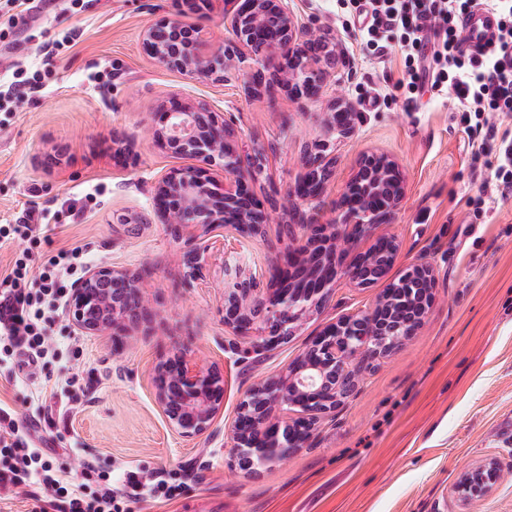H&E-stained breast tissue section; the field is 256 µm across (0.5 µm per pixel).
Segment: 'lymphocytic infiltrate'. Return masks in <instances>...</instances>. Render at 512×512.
I'll list each match as a JSON object with an SVG mask.
<instances>
[{
    "instance_id": "lymphocytic-infiltrate-1",
    "label": "lymphocytic infiltrate",
    "mask_w": 512,
    "mask_h": 512,
    "mask_svg": "<svg viewBox=\"0 0 512 512\" xmlns=\"http://www.w3.org/2000/svg\"><path fill=\"white\" fill-rule=\"evenodd\" d=\"M481 6L498 17L497 30L482 48L463 50L460 16ZM368 16L361 40L380 51L399 45L404 80L410 91L405 109H413L416 93L430 89L449 94L464 123H476L498 153L490 183L500 199L512 198V133L488 123L491 112H512V0H360ZM43 0H0V112L14 111L19 102L39 92L62 54L65 40L38 45L37 64L21 56L22 36L41 31ZM94 261L77 246L36 261L23 251L11 270L0 276V368L40 367L60 361L63 346L50 325L66 310L74 284ZM47 440L33 425L18 421L14 410L0 402V491L25 486L43 502V512H118L117 500L144 496L166 500L178 487L158 471L151 475L112 472L97 459L80 468H54Z\"/></svg>"
}]
</instances>
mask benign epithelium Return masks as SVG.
<instances>
[{"instance_id": "obj_1", "label": "benign epithelium", "mask_w": 512, "mask_h": 512, "mask_svg": "<svg viewBox=\"0 0 512 512\" xmlns=\"http://www.w3.org/2000/svg\"><path fill=\"white\" fill-rule=\"evenodd\" d=\"M214 0H178L177 13L144 28V53L158 65L190 78L224 83L236 64L254 61L248 90L256 93L275 82L296 99L322 96L327 82L344 57V47L328 43L307 31L288 0H223L224 21L232 37L214 48L209 30L186 24L187 13L213 8ZM356 107L349 99L331 92L323 123L327 131L345 136L352 132ZM147 132L157 145L194 164L171 168L155 181L152 203L162 223L174 237L188 234L183 254L186 283L203 276L213 242L232 237L238 241L265 233L271 223L272 203L256 191V176L264 167L257 149L239 146L235 129L224 113L177 94L165 98L151 113ZM304 173L289 188L298 207L288 212L289 225L308 230L304 244L280 256L260 272L238 262L222 263L224 327L243 341L272 351L308 320L320 314L340 275L357 288L372 286L376 275L385 286L393 283L389 272L373 265L378 245L388 244L397 256L400 244L387 234L375 233L390 224L402 209L407 185L399 161L382 151L368 150L336 201V215L321 220L319 205L334 177L333 162L324 150L303 157ZM362 188L377 195L391 188L381 210L353 207L348 198ZM372 236L364 250L344 242ZM310 274L314 288L285 287ZM407 275L420 280L422 289L403 319L388 313L389 291L381 289L372 309L364 314L343 315L326 324L312 339L316 357L300 367L291 364L274 378L261 381L247 392L232 421L227 438L239 469L256 472L281 465L308 441L317 421L336 411L356 391L360 377L355 364L386 357L417 334L430 311L427 297H435L434 267L418 261ZM139 275L112 267H95L77 282L69 301L74 329L85 335H112L120 344L149 315L150 302L138 287ZM156 406L169 427L180 437L193 440L207 433L224 409V374L215 364L199 363L191 352L175 344L163 354L152 372ZM302 430L303 441L291 439ZM501 463L495 457L481 459L458 476L450 494L462 508L490 496L496 489Z\"/></svg>"}]
</instances>
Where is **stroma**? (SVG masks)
I'll return each mask as SVG.
<instances>
[{
  "label": "stroma",
  "mask_w": 512,
  "mask_h": 512,
  "mask_svg": "<svg viewBox=\"0 0 512 512\" xmlns=\"http://www.w3.org/2000/svg\"><path fill=\"white\" fill-rule=\"evenodd\" d=\"M291 6L312 31L347 51L333 80L358 106L348 136L326 133V98L249 92L242 70L218 84L155 64L140 33L175 12L177 0H94L74 17L45 21V37L72 28L78 36L45 89L0 116V225L44 209L52 228L41 234L36 257L82 246L101 265L141 273L152 313L119 351L111 337L77 333L68 317L55 323L63 360L39 380L60 388L74 376L86 390L69 398L68 427L42 418L49 457L66 471L84 456L116 471L163 470L178 484L174 499L127 502L125 512H457L450 488L460 472L495 457L502 464L498 487L469 512H512V201L479 189L497 165L496 151L466 130L445 96L422 92L416 110H405L400 56L378 54L354 35L349 0ZM99 70L111 72L110 84L89 81ZM170 94L207 102L266 155L256 190L276 201L274 222L264 237L228 245L225 254L263 268L302 239L303 229L286 225L295 206L288 188L304 172L306 150L321 141L336 159L326 212L364 151L400 162L406 202L394 223L378 227L400 242L391 273L423 259L437 274L436 302L418 333L372 362L357 390L288 462L256 474L231 466L226 436L245 392L285 371L325 323L369 311L378 290L337 279L323 313L287 343L269 352L236 343L220 311L223 254H213L204 277L186 286L184 244L152 207L154 180L189 164L147 132L150 114ZM121 142L133 145L125 160L115 155ZM90 191L97 194L92 203L84 199ZM176 343L224 369V413L193 440L174 433L154 401L153 366Z\"/></svg>",
  "instance_id": "stroma-1"
}]
</instances>
